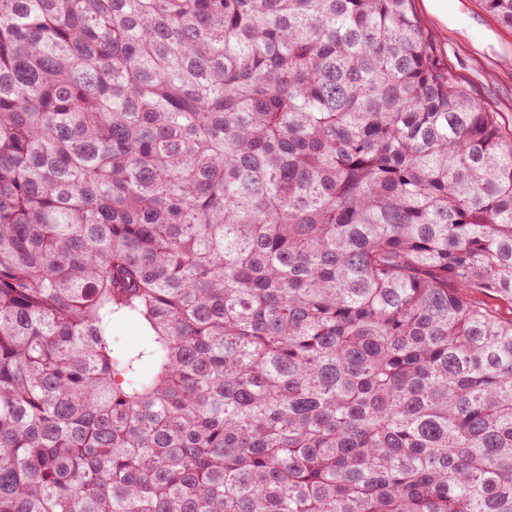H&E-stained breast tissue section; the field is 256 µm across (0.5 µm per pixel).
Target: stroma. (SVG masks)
<instances>
[{"label": "stroma", "mask_w": 512, "mask_h": 512, "mask_svg": "<svg viewBox=\"0 0 512 512\" xmlns=\"http://www.w3.org/2000/svg\"><path fill=\"white\" fill-rule=\"evenodd\" d=\"M414 14L433 34L445 62L512 133V27L487 12L482 0H448V18L428 14L412 0Z\"/></svg>", "instance_id": "1"}]
</instances>
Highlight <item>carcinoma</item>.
<instances>
[{
    "mask_svg": "<svg viewBox=\"0 0 512 512\" xmlns=\"http://www.w3.org/2000/svg\"><path fill=\"white\" fill-rule=\"evenodd\" d=\"M409 3L0 0V512H512V135Z\"/></svg>",
    "mask_w": 512,
    "mask_h": 512,
    "instance_id": "cac0c4a2",
    "label": "carcinoma"
}]
</instances>
